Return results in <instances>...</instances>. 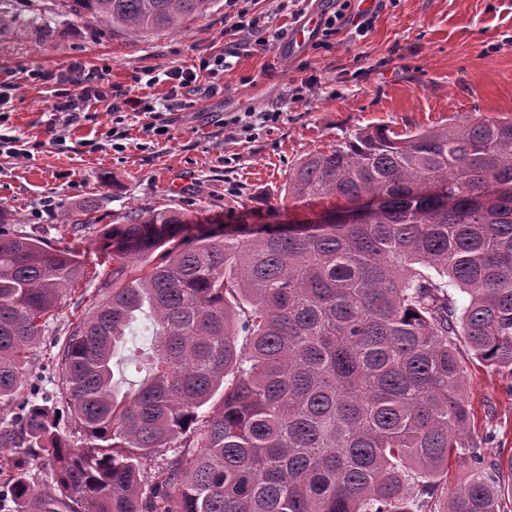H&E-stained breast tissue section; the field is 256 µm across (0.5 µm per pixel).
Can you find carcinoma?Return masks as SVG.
I'll list each match as a JSON object with an SVG mask.
<instances>
[{
  "mask_svg": "<svg viewBox=\"0 0 512 512\" xmlns=\"http://www.w3.org/2000/svg\"><path fill=\"white\" fill-rule=\"evenodd\" d=\"M212 3L61 0L132 34L175 32ZM283 191L330 213L382 204L355 222L196 234L174 208L104 226L111 287L51 360L66 428L49 398L23 391L85 271L0 230L11 512H411L414 489L437 512H505L512 483L479 470L458 351L512 373V120L358 129L296 162ZM139 313L154 343L122 393L112 358ZM458 450L477 470L448 493Z\"/></svg>",
  "mask_w": 512,
  "mask_h": 512,
  "instance_id": "cac0c4a2",
  "label": "carcinoma"
}]
</instances>
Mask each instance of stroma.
<instances>
[{
  "label": "stroma",
  "instance_id": "35a3bbf8",
  "mask_svg": "<svg viewBox=\"0 0 512 512\" xmlns=\"http://www.w3.org/2000/svg\"><path fill=\"white\" fill-rule=\"evenodd\" d=\"M228 7L214 0L206 16L186 20L176 33H102L61 12L55 0H0V81L11 83L12 110L0 133L27 143L28 157L0 155V209L7 224L69 250L87 274L62 300L27 382L55 393L56 371L46 360L72 332L89 298L105 288L101 229L121 223L130 208H180L200 228L286 224L320 213L322 204L283 202L280 193L293 164L334 147L344 133L388 125L394 130L462 125L476 117L512 118V0H377L365 35L353 23L326 45L308 43L279 55L298 20L280 0H237L236 10L257 19L263 41L233 35L224 26ZM237 41L203 94L201 105L171 109L166 74L218 55ZM102 69L124 89L151 80L155 110L128 116L124 148H116L112 118H95L52 130L53 86L47 73L74 63ZM316 76L315 92L300 90ZM281 111L280 121L253 139L231 132L228 112ZM166 126L167 135L145 133ZM65 144H58V137ZM84 230H75L81 217ZM153 341L145 319L126 331L112 359L118 382L140 380L132 356ZM465 392L471 429L485 437L484 472L512 453V373L466 361Z\"/></svg>",
  "mask_w": 512,
  "mask_h": 512
}]
</instances>
